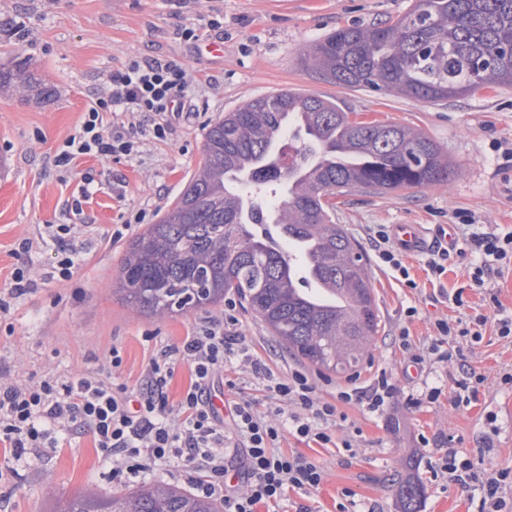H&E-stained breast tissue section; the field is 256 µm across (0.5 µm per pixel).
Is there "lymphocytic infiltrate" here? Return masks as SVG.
Instances as JSON below:
<instances>
[{
  "instance_id": "f902f5d3",
  "label": "lymphocytic infiltrate",
  "mask_w": 512,
  "mask_h": 512,
  "mask_svg": "<svg viewBox=\"0 0 512 512\" xmlns=\"http://www.w3.org/2000/svg\"><path fill=\"white\" fill-rule=\"evenodd\" d=\"M189 87L185 65L173 59L132 57L112 71L105 89L89 104L76 135L68 138L55 156L56 167L68 170L82 157L101 160L134 153L135 131L121 123L130 112L148 114L150 135L164 139L172 118L182 114ZM379 265L390 268L408 288L416 281L404 263L405 251L386 225L366 229ZM474 262L468 269L466 287L452 296L464 305L466 291L483 289L492 274L512 266V232H472L465 240ZM238 323L235 302L224 307V321L202 328L182 345L163 348L146 366L136 387L116 380L85 375L47 379L36 385L0 384V442L8 443L15 458L39 448L57 447L61 440L82 431L93 434L106 460L112 463V480L129 484L151 472L183 464L199 473L197 494L224 502V512H257L258 506L280 502L287 491L315 489L325 473L313 459L281 450L278 442L289 434L301 441L335 445L353 452L350 437H337L344 420L338 402H357L371 412L384 411L397 388L386 371H379L365 386L340 390L335 402L322 400L318 387L302 370L288 375H266L264 389L282 402L274 416L259 414L250 399L228 401L218 414L208 395L215 378L228 362L252 363L249 347L243 346L234 328ZM512 339V314L502 307L493 313H476L468 320L436 319L426 356L434 362L462 360L464 341H481L487 328ZM188 365L193 381L178 404H170L167 387L177 365ZM246 452L240 485H229L226 458L231 449ZM454 482L477 491L482 512H501L502 486L507 472L479 467L473 460L449 452L441 466Z\"/></svg>"
}]
</instances>
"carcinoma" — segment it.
<instances>
[{
	"label": "carcinoma",
	"instance_id": "cac0c4a2",
	"mask_svg": "<svg viewBox=\"0 0 512 512\" xmlns=\"http://www.w3.org/2000/svg\"><path fill=\"white\" fill-rule=\"evenodd\" d=\"M332 83L426 100L512 84V0H415L392 23L340 28L305 50ZM24 64L0 66V89L32 92ZM436 143L401 125L349 117L297 89L256 98L206 132L203 160L174 205L127 246L116 281L136 313L164 317L236 292L292 354L333 373L360 365L379 330L368 263L336 223V199L448 181ZM401 512L425 488L397 486ZM171 484L99 495L55 512H223Z\"/></svg>",
	"mask_w": 512,
	"mask_h": 512
}]
</instances>
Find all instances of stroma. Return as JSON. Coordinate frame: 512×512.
Returning <instances> with one entry per match:
<instances>
[{
  "instance_id": "stroma-1",
  "label": "stroma",
  "mask_w": 512,
  "mask_h": 512,
  "mask_svg": "<svg viewBox=\"0 0 512 512\" xmlns=\"http://www.w3.org/2000/svg\"><path fill=\"white\" fill-rule=\"evenodd\" d=\"M414 0H0V64L25 63L38 87L20 98L0 91V296L8 295L15 269L28 267L39 286L14 300L0 315V376L15 384L93 372L119 374L136 385L150 358L162 347L181 345L201 327L222 319L223 305H206L165 318L133 312L113 288L127 244L156 223L177 199L202 158L209 124L247 102L285 88L335 101L351 117L401 124L439 144L456 166L448 182L384 195L340 198L336 221L361 244L372 247L369 224H418L438 233L470 216L487 232L512 231V85L481 88L432 102L385 91L327 82L307 66L303 51L340 27H370L395 21ZM220 13L224 27L202 22ZM200 25L189 43L181 28ZM224 46L212 56L208 43ZM174 59L190 78L186 113L174 120L165 139L141 138L135 153L106 161L84 158L70 171L53 159L63 141L78 132L91 99L108 76L131 57ZM97 189L84 207L85 221L70 211L85 179ZM143 223H135L137 213ZM71 225L67 240L83 249L73 275L51 278L53 246L47 227ZM119 241H111L115 229ZM421 253L405 262L416 288L403 287L392 271L370 265L381 321L361 381L385 368L396 384L390 408L375 414L357 404L342 405L347 419L337 435H353L355 457L334 448L308 446L284 436V451L316 460L325 479L313 491L288 492L277 512H336L341 489L375 512H400L396 487L413 477L425 486L421 512H478L470 489L433 476L448 450L482 466L512 471V341L487 329L468 344L469 364L486 377L471 405L453 410L450 392L460 374L457 364H436L425 372L410 368V354L430 341L439 317L467 319L483 308V294H466L467 306L451 297L467 281L465 261L455 260L441 278L432 277ZM414 317H406L408 308ZM237 334L276 375L300 362L281 347L245 307H238ZM408 327L412 347L396 336ZM122 365L113 368L112 353ZM440 388L432 403L410 405L423 386ZM428 437L422 447L420 437ZM111 463L91 432L62 448H44L15 461L0 447V512H52L58 499L90 488L111 494Z\"/></svg>"
}]
</instances>
